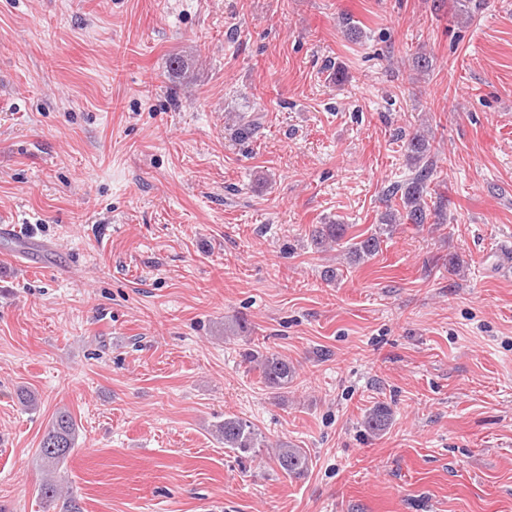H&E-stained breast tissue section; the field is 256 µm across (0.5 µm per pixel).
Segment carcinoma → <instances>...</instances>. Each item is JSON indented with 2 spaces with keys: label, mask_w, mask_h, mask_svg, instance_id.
Returning <instances> with one entry per match:
<instances>
[{
  "label": "carcinoma",
  "mask_w": 512,
  "mask_h": 512,
  "mask_svg": "<svg viewBox=\"0 0 512 512\" xmlns=\"http://www.w3.org/2000/svg\"><path fill=\"white\" fill-rule=\"evenodd\" d=\"M263 115L259 113H236L233 116L236 136L246 140L258 131ZM406 158L413 177L403 183L392 185L386 192V199L397 197L400 207L391 208L381 216L374 232L356 239L348 236L349 225L330 222L317 224L311 231L314 245L322 248L335 244L344 249L351 264H360L379 253L382 236L389 235L398 224L444 223L445 203L442 200L428 203L429 182L433 174L432 136L429 132L417 131L407 139ZM244 362L254 365L261 373L265 386L277 392L288 388L296 374L294 365L288 359L270 352L253 350L244 354ZM392 419L391 409L383 404L371 408L363 419V425L370 433L379 435L386 431ZM78 425L70 412L56 411L48 422L39 441L38 454L43 466L54 472L61 470L72 448L75 447ZM218 439L243 462L256 456L265 447L264 437L247 420L228 416L215 425ZM280 470L289 476L305 475L311 464L307 451L288 441H281L274 454ZM38 495L47 508L59 512H82L79 502L62 496L58 481L48 479L38 488Z\"/></svg>",
  "instance_id": "1"
}]
</instances>
